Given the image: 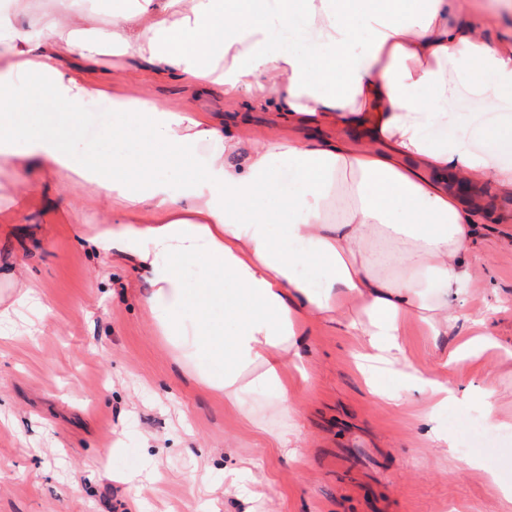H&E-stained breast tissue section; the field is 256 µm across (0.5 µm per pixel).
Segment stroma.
I'll list each match as a JSON object with an SVG mask.
<instances>
[{
    "mask_svg": "<svg viewBox=\"0 0 512 512\" xmlns=\"http://www.w3.org/2000/svg\"><path fill=\"white\" fill-rule=\"evenodd\" d=\"M133 94L172 110L230 116L216 90L187 92L147 81ZM254 125L278 138L321 134L356 139L345 127L289 129L273 114ZM42 194L19 218L7 210L14 175L0 171V271L21 266L40 304L0 328V512H500V497L472 458L512 481V434L491 429L481 400L454 404L439 425L456 443L441 458L422 442L410 413L382 410L348 360L350 337L312 328V387L298 401L304 439L298 459L246 431L223 398L201 391L179 354L156 332L143 303L151 287L111 256L89 251L101 210L74 179L67 193L43 173ZM482 195L501 225L477 247L478 268L460 296L464 314H484L512 339V197L486 182ZM495 353L453 372L491 386L512 404ZM237 466L263 475L262 497L224 493V448ZM140 474L136 486L113 480Z\"/></svg>",
    "mask_w": 512,
    "mask_h": 512,
    "instance_id": "obj_1",
    "label": "stroma"
}]
</instances>
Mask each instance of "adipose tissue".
<instances>
[{
  "label": "adipose tissue",
  "instance_id": "ef3b65f1",
  "mask_svg": "<svg viewBox=\"0 0 512 512\" xmlns=\"http://www.w3.org/2000/svg\"><path fill=\"white\" fill-rule=\"evenodd\" d=\"M510 12L512 0H114L111 25L65 6L36 40L0 14L13 31L0 55V169L95 183L110 207L89 244L147 274L154 323L202 390L252 426L257 397L288 418L263 429L270 447L301 442L295 396L312 385L308 329L322 322L353 338L350 360L380 406L414 409L448 458L456 442L437 419L451 404L482 397L491 428L512 432L494 389L448 379L490 350L512 364L486 316L458 313L487 225L481 201L453 190L491 180L512 196V117L485 129L496 147L481 149L452 108L461 88L478 98L487 84L512 103V31L485 39ZM297 19L304 53L272 36ZM110 56L137 61L128 84L216 87L289 124L353 126L361 139H275L246 118L120 95L101 68ZM24 89L70 123L108 96L115 118L97 140L70 138L40 113L16 119ZM435 125L448 138L428 140ZM173 169L185 179L176 191L156 178ZM415 327L430 364L409 353Z\"/></svg>",
  "mask_w": 512,
  "mask_h": 512
}]
</instances>
